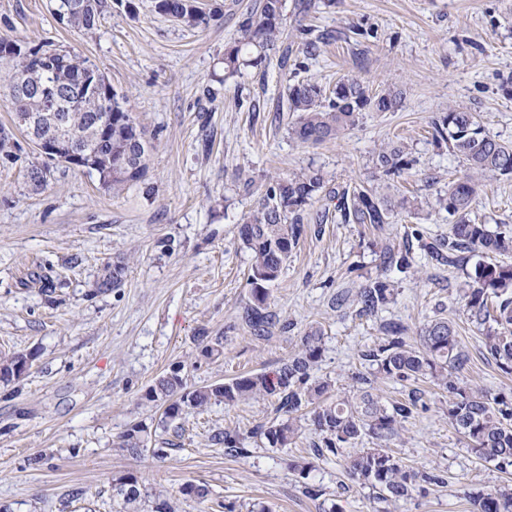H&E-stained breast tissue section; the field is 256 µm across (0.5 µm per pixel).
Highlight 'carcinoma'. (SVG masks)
Here are the masks:
<instances>
[{"mask_svg":"<svg viewBox=\"0 0 512 512\" xmlns=\"http://www.w3.org/2000/svg\"><path fill=\"white\" fill-rule=\"evenodd\" d=\"M111 8L109 0H60V17L67 26L79 31L96 29ZM285 0H261L240 26L238 45L224 52V67L239 66L241 46L271 44L281 34ZM154 11L181 25L206 28L223 14L222 5L209 9L197 0H154ZM88 61L50 43H31L0 38V87L14 112H56L82 132L83 152L79 167L98 176L100 184L116 192L145 180L149 147L126 159L127 147L144 140V132L120 95L104 74L99 80L89 76ZM36 75L48 86L37 96L25 90L28 79ZM112 94L107 107L105 93ZM402 92L390 90L374 97L366 93L360 81L347 79L325 94L317 82L302 80L287 87L286 111L297 113L292 134L303 143H321L339 136L353 126L369 109L388 112L394 109ZM480 127L474 113L462 110L442 112L432 121L433 139L446 143L466 162L468 172L448 183L446 198L439 204L449 212L463 214L478 193L475 176L495 173L512 176V145L487 134L473 137L470 130ZM17 140L0 127V157L15 156ZM409 165L403 147L390 145L376 158V168L385 176L398 175ZM318 171L277 178L266 190L259 207L243 224L238 234L252 254L249 303L244 320L254 336L263 337L272 325L268 314L269 285L279 279L292 250L303 233V225L288 223V214L313 199L323 188ZM411 201L401 198L389 202L375 192L359 190L352 202L343 204L342 217L352 224H389L399 209ZM481 255L474 277L462 289L466 308L475 317L489 322L483 336L486 353L506 374L512 373V264L491 262L489 258L512 253V228L491 229L487 224H472L464 219L451 225L448 235V265L465 262L464 254ZM124 268L118 264L104 268L99 287H116ZM395 288L379 277L369 281L356 294L359 310L373 313L392 303ZM378 347L365 354L376 373L401 381L430 379L449 393L448 422L467 442L468 451L485 462L507 472L512 469V395L494 394L461 383L457 372L467 362L453 326L444 318L435 319L421 330L418 341H406V328L390 325ZM321 332L311 329L301 349L271 372H258L229 382L201 386L184 391L183 378L173 370L149 388L143 398L166 404L164 420L174 421L189 409H202L214 402L234 405L257 398L274 400L278 413L273 421L257 426L249 437L258 438L271 448H286L299 430V413L307 409L315 434L321 442L311 448L318 459L328 453L343 452L345 446L367 437L375 441L371 448H358L348 455L346 473L350 479L367 486L384 501L403 499L420 483L440 485L444 479L433 472L416 469L396 457L384 442L412 415L402 402L385 403L375 393L360 388L353 393L331 395L327 381L311 380V371L321 360ZM22 355L0 359V381L20 378ZM145 427L135 424L121 436V447L131 454L145 451ZM211 442L224 447L231 456H245L246 437L236 430L218 431ZM121 498L118 512H136L141 493L134 476L120 479L116 488ZM473 512H512V488L493 492H475L470 496Z\"/></svg>","mask_w":512,"mask_h":512,"instance_id":"1","label":"carcinoma"}]
</instances>
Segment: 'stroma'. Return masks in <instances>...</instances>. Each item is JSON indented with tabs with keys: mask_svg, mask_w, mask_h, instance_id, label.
I'll return each instance as SVG.
<instances>
[{
	"mask_svg": "<svg viewBox=\"0 0 512 512\" xmlns=\"http://www.w3.org/2000/svg\"><path fill=\"white\" fill-rule=\"evenodd\" d=\"M135 2L136 15L116 6L80 33L59 20L54 0H0V37L50 41L89 60L125 95L151 144L145 181L117 194L62 165L33 189L27 172L44 159L27 144L15 160L0 159V358L32 357L24 376L0 381V512H115V486L130 474L140 512H155L163 496L178 512H472L470 493L512 476L468 451L448 422L446 391L382 378L363 354L391 323L405 326L412 343L425 324L445 318L468 356L459 379L512 393V374L485 356L484 326L459 296L473 264L438 263L420 245L412 272L383 264L407 236L443 241L456 221L437 198L465 167L432 139L439 113L473 112L488 136L512 144V0H286L287 44L300 49L306 28L320 45L304 59L305 78L327 89L354 78L371 95L403 93L394 110L363 111L355 126L318 144L297 140L295 113L276 109L295 81L279 65L283 45L243 47L239 69L224 67L257 0H223L222 17L203 31L155 13L152 0ZM389 143L409 160L394 179L375 168ZM309 169L322 172L324 187L299 211L305 231L270 287L276 325L258 338L242 319L251 254L238 226L270 182ZM479 182L466 220L512 226V176L486 173ZM363 187L415 205L390 224L342 223L340 197ZM117 262L119 286L96 291L104 267ZM376 277L394 285L396 299L359 314L354 297ZM313 328L323 354L312 378L344 394L361 372L384 400H417L388 446L445 484L386 502L348 477L341 454L314 460L302 480L288 464L317 442L309 423L285 448L250 439L245 457L209 440L271 421V400L191 409L166 428L163 404L143 398L176 368L191 390L273 370ZM218 336L223 357L204 359L202 347ZM135 424L146 426L148 444L170 442L167 458L120 448ZM189 482L207 497L182 495ZM309 484L318 498L306 494Z\"/></svg>",
	"mask_w": 512,
	"mask_h": 512,
	"instance_id": "obj_1",
	"label": "stroma"
}]
</instances>
